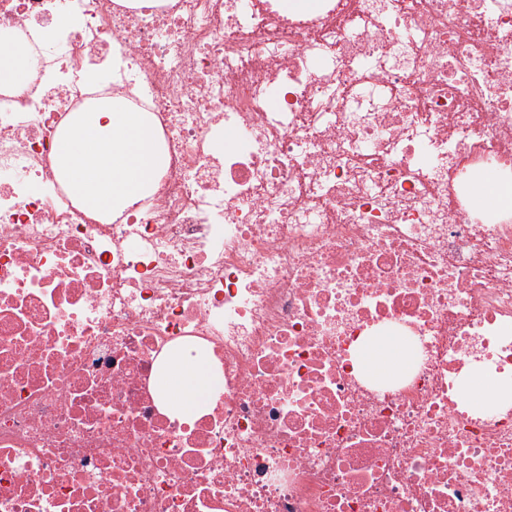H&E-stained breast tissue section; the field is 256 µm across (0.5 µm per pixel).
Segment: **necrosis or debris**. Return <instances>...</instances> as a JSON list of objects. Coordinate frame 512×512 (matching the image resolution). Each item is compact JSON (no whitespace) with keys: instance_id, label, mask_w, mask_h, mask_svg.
Masks as SVG:
<instances>
[{"instance_id":"obj_1","label":"necrosis or debris","mask_w":512,"mask_h":512,"mask_svg":"<svg viewBox=\"0 0 512 512\" xmlns=\"http://www.w3.org/2000/svg\"><path fill=\"white\" fill-rule=\"evenodd\" d=\"M4 31L0 512H512V399L460 396L512 381V206L472 202L512 190V0H0ZM116 96L168 162L97 218L53 142ZM185 347L192 420L157 388ZM10 38L9 33H1L0 85L17 94H23L29 86L30 52L26 45L19 41L5 46L3 42ZM477 195L478 203L487 207H497L507 199L506 193L499 186L495 177L486 176L478 189ZM409 359L408 347L399 339L377 336L361 348L358 368L373 377L404 370ZM215 385L212 368L204 356L175 357L162 379L167 409L178 416H196L207 405ZM512 392L510 386L497 381L490 375L477 371L467 382L463 398L481 407L491 406L498 398L507 397Z\"/></svg>"}]
</instances>
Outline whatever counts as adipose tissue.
Segmentation results:
<instances>
[{
	"instance_id": "adipose-tissue-1",
	"label": "adipose tissue",
	"mask_w": 512,
	"mask_h": 512,
	"mask_svg": "<svg viewBox=\"0 0 512 512\" xmlns=\"http://www.w3.org/2000/svg\"><path fill=\"white\" fill-rule=\"evenodd\" d=\"M29 66L26 45L0 34V86L25 93ZM54 158L72 194L91 213L124 209L155 191L167 163L145 113L109 101L92 104L73 119L55 140ZM408 359L400 340L378 336L361 348L357 366L379 377L404 370ZM215 385L210 363L201 355L173 358L162 379L168 410L183 417L201 413Z\"/></svg>"
}]
</instances>
